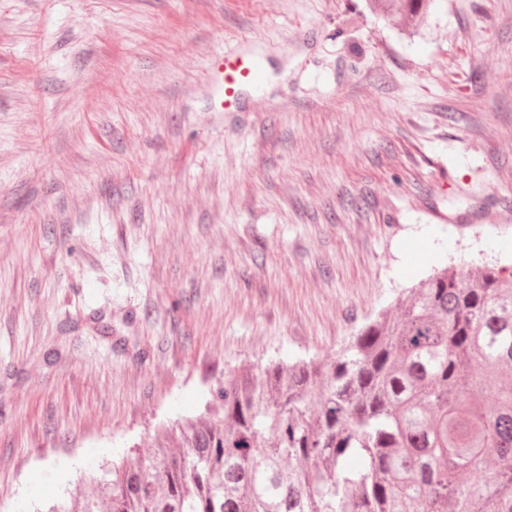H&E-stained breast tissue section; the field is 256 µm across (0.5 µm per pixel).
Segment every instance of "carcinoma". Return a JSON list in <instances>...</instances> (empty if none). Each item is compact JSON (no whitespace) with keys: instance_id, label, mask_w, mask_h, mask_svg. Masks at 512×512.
Wrapping results in <instances>:
<instances>
[{"instance_id":"cac0c4a2","label":"carcinoma","mask_w":512,"mask_h":512,"mask_svg":"<svg viewBox=\"0 0 512 512\" xmlns=\"http://www.w3.org/2000/svg\"><path fill=\"white\" fill-rule=\"evenodd\" d=\"M389 17L434 0H371ZM327 361L243 368L48 512H512V282L443 268ZM319 386L313 403L309 391ZM496 395V407L475 403Z\"/></svg>"}]
</instances>
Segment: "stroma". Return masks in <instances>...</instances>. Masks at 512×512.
I'll list each match as a JSON object with an SVG mask.
<instances>
[{
  "instance_id": "stroma-1",
  "label": "stroma",
  "mask_w": 512,
  "mask_h": 512,
  "mask_svg": "<svg viewBox=\"0 0 512 512\" xmlns=\"http://www.w3.org/2000/svg\"><path fill=\"white\" fill-rule=\"evenodd\" d=\"M462 257L512 272V0H0V512ZM377 10L382 11L383 15L390 17L393 13V7L399 2V7L408 15H416L424 7H427L434 0H370ZM213 74L222 90L224 112H235L241 106L239 94L243 87H261L265 65L258 56L228 50L214 61Z\"/></svg>"
}]
</instances>
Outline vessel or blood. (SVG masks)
<instances>
[{
  "label": "vessel or blood",
  "instance_id": "obj_1",
  "mask_svg": "<svg viewBox=\"0 0 512 512\" xmlns=\"http://www.w3.org/2000/svg\"><path fill=\"white\" fill-rule=\"evenodd\" d=\"M213 74L222 90V103L229 112L238 111L243 87H261L265 65L262 58L236 50L225 51L213 63Z\"/></svg>",
  "mask_w": 512,
  "mask_h": 512
}]
</instances>
